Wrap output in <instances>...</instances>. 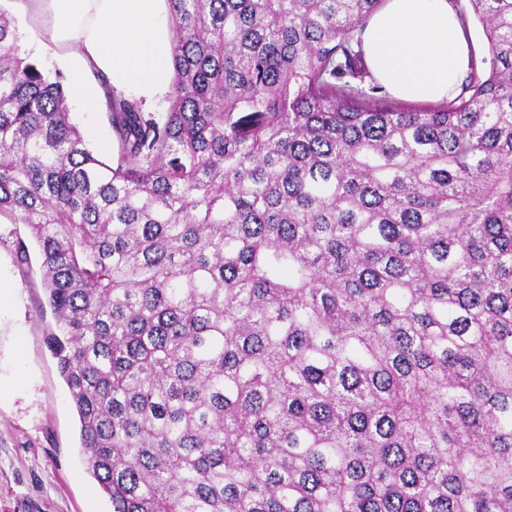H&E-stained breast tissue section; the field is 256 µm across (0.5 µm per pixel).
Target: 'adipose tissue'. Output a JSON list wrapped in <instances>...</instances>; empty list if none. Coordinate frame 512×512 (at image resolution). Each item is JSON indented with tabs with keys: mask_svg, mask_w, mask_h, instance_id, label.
Wrapping results in <instances>:
<instances>
[{
	"mask_svg": "<svg viewBox=\"0 0 512 512\" xmlns=\"http://www.w3.org/2000/svg\"><path fill=\"white\" fill-rule=\"evenodd\" d=\"M42 41L75 54L70 84L84 111L102 97L88 71L115 93L150 106L171 90L168 0H32ZM366 65L391 96L438 103L468 73V39L452 0H384L361 33Z\"/></svg>",
	"mask_w": 512,
	"mask_h": 512,
	"instance_id": "ef3b65f1",
	"label": "adipose tissue"
}]
</instances>
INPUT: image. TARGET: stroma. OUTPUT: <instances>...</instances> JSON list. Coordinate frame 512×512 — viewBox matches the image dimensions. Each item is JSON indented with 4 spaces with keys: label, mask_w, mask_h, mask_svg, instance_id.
I'll list each match as a JSON object with an SVG mask.
<instances>
[{
    "label": "stroma",
    "mask_w": 512,
    "mask_h": 512,
    "mask_svg": "<svg viewBox=\"0 0 512 512\" xmlns=\"http://www.w3.org/2000/svg\"><path fill=\"white\" fill-rule=\"evenodd\" d=\"M20 0H0L35 61L47 73L63 70L59 53L41 43L39 30ZM72 120L103 160L118 146L104 108L73 110ZM26 226L0 221V279L15 288L11 307L0 312V380L14 384L0 398V512H112L108 496L80 452L79 422L57 360L46 344L54 329L46 302L37 248L27 260L17 254Z\"/></svg>",
    "instance_id": "stroma-1"
}]
</instances>
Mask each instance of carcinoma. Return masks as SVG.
Returning <instances> with one entry per match:
<instances>
[{
	"instance_id": "cac0c4a2",
	"label": "carcinoma",
	"mask_w": 512,
	"mask_h": 512,
	"mask_svg": "<svg viewBox=\"0 0 512 512\" xmlns=\"http://www.w3.org/2000/svg\"><path fill=\"white\" fill-rule=\"evenodd\" d=\"M168 2L113 163L0 8V219L113 512H512V0L414 109L351 84L382 0Z\"/></svg>"
}]
</instances>
